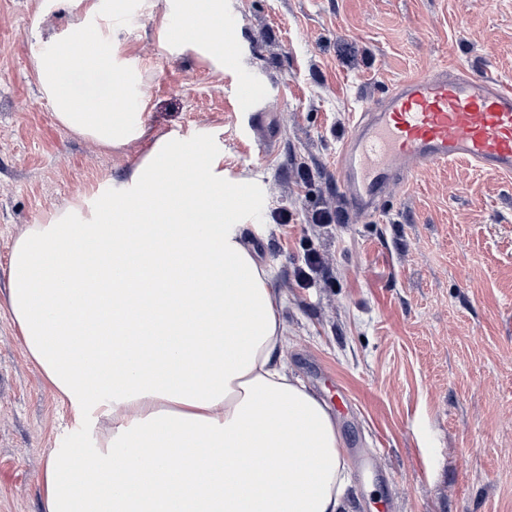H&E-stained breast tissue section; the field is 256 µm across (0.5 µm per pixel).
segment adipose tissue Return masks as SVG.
Here are the masks:
<instances>
[{"label": "adipose tissue", "instance_id": "obj_1", "mask_svg": "<svg viewBox=\"0 0 512 512\" xmlns=\"http://www.w3.org/2000/svg\"><path fill=\"white\" fill-rule=\"evenodd\" d=\"M51 2L77 18L44 28L51 50L31 59L58 123L107 149L150 147L121 197L82 224L62 213L33 225L12 248L7 303L30 356L79 425L112 418L106 446L78 452L65 474L47 465L44 512H350L336 421L283 359L282 300L242 243L223 153L124 110L122 44L97 0ZM180 4L205 54L223 58V0ZM88 30L109 54L73 53ZM80 73L111 86L79 97ZM76 252L86 258L74 267L63 256Z\"/></svg>", "mask_w": 512, "mask_h": 512}]
</instances>
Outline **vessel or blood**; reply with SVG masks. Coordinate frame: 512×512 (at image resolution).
Wrapping results in <instances>:
<instances>
[{
    "mask_svg": "<svg viewBox=\"0 0 512 512\" xmlns=\"http://www.w3.org/2000/svg\"><path fill=\"white\" fill-rule=\"evenodd\" d=\"M512 174V84L441 66L356 116L337 161L346 208L376 215L391 186L441 165Z\"/></svg>",
    "mask_w": 512,
    "mask_h": 512,
    "instance_id": "obj_1",
    "label": "vessel or blood"
}]
</instances>
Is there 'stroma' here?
<instances>
[{
    "instance_id": "1",
    "label": "stroma",
    "mask_w": 512,
    "mask_h": 512,
    "mask_svg": "<svg viewBox=\"0 0 512 512\" xmlns=\"http://www.w3.org/2000/svg\"><path fill=\"white\" fill-rule=\"evenodd\" d=\"M42 2L0 0V512H42L47 463L112 433L78 426L30 357L6 302L13 243L66 210L80 223L149 148L105 151L57 124L33 33L74 18ZM99 10L153 131L207 136L256 190L241 221L284 300L285 359L328 405L337 382L351 392L335 417L354 512H512V175L440 166L395 184L370 221L345 212L336 171L354 114L395 83L443 64L512 82V0H224L220 66L177 6ZM245 81L263 90L256 108ZM321 211L340 219L312 223ZM311 253L322 266L304 286Z\"/></svg>"
}]
</instances>
